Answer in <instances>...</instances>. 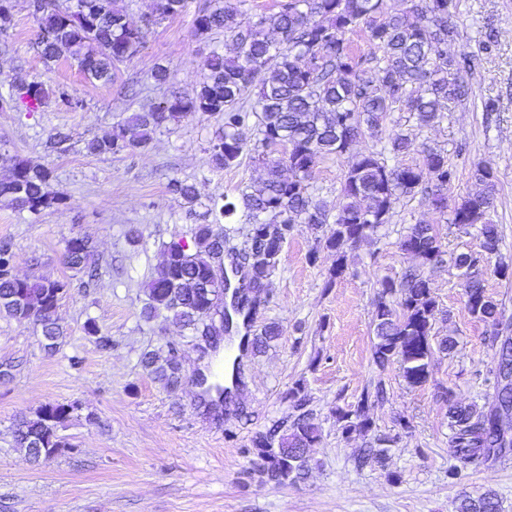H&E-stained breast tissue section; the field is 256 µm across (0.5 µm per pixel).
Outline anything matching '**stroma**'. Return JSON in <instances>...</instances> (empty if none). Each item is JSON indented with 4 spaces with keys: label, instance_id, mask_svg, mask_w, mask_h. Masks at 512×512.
Returning a JSON list of instances; mask_svg holds the SVG:
<instances>
[{
    "label": "stroma",
    "instance_id": "35a3bbf8",
    "mask_svg": "<svg viewBox=\"0 0 512 512\" xmlns=\"http://www.w3.org/2000/svg\"><path fill=\"white\" fill-rule=\"evenodd\" d=\"M206 0H188L185 11L153 25L140 53L119 66L111 83L89 82L69 57L44 64L33 48L36 23L25 0H15L13 26L0 38V81L65 86L82 100L72 112L48 101L38 112L0 109V179L7 157L45 165L50 193L63 204L34 215L0 198V243L17 255L15 275L69 280L58 318L65 332L46 352L32 324L0 317V512H454L464 494H493L499 512H512V454L448 480L455 463L448 401L491 404L485 380L494 360L490 330L465 307L463 278L443 262L427 271L436 300L434 337L452 336V353H435L428 381L412 387L397 368L379 370L372 357V317L379 282L401 279L417 265L400 243L411 227L433 225L447 252L478 250L476 227L452 224L424 193L401 198L388 224L347 252L346 269L334 276L336 253L320 233L298 225L284 244L266 288L254 293L248 336L276 324L279 336L240 358L241 385L223 414L207 411L201 373L225 361L203 336L157 317L144 319L145 284L155 275L166 243L190 240V229L211 198L239 200L260 183L266 167L253 151L254 126L241 128L246 143L240 166L215 171L209 142L222 128L220 115L196 113L157 130L150 145L133 152L94 156L89 140L122 124L131 113L173 94H189L207 73V59L224 45L223 32L200 39L193 20ZM459 36L452 57H468V100L449 104L444 119L418 126L406 112L391 113L378 136L357 141L353 152L325 158L310 186L329 214H336L340 183L355 153L380 149L403 130L417 143L440 150L455 171L449 205L478 189L476 166L495 174L491 213L500 230L501 254L512 259V0H459ZM495 39H488L489 30ZM168 67V83L152 77ZM69 136L58 153L51 135ZM195 183V203L167 191L171 178ZM95 245L94 279L73 275L64 246L74 235ZM95 321L99 335L85 326ZM175 353L176 387L158 381L148 354ZM382 386L369 415L376 433L398 441L380 462L359 464L366 436L344 435L336 408L356 406L364 390ZM300 391L320 430L308 450L309 471L294 484L276 485L255 473L252 441L273 426L289 428ZM48 403L76 409L60 433L70 445L33 464L15 443V424Z\"/></svg>",
    "mask_w": 512,
    "mask_h": 512
}]
</instances>
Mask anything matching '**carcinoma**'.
I'll return each instance as SVG.
<instances>
[{"label": "carcinoma", "instance_id": "carcinoma-1", "mask_svg": "<svg viewBox=\"0 0 512 512\" xmlns=\"http://www.w3.org/2000/svg\"><path fill=\"white\" fill-rule=\"evenodd\" d=\"M32 17L37 23L33 46L44 63L66 53L77 63L90 82L112 83L114 70L140 52L146 27L182 13L186 0H159L145 27L127 20L125 0H34ZM404 10L391 9L387 0H281L278 11L246 16V0H209L199 9L193 26L194 36L205 38L215 30L224 31L229 51H213L207 62L208 73L189 96H170L146 111L136 112L129 124L137 133L119 125L111 133L87 142L86 150L96 156L115 155L143 149L151 135L162 127L175 125L196 112L219 114L224 127L210 146V165L219 170L239 164L244 144L239 129L254 122L258 138L254 151L265 158L266 177L261 184L241 194V203L215 197L205 215L209 224L191 228L192 245L182 241L164 246L163 261L146 285L148 302L143 315L150 319L163 315L203 336L217 332L215 321H224V283L212 278L211 268L219 255L218 244L230 241V230L217 232L213 225L240 218L248 225L246 282L263 288L276 269L280 252L278 241L288 240L296 225L312 230L329 226L324 234L326 248L336 251L335 276L346 267V247L373 235L390 221L394 205L425 185L431 205L448 209L446 190L455 171L440 151L425 149L409 135L400 132L390 140L389 152L359 153L341 182V201L334 221L310 191L311 174L320 161L342 155L366 130L379 127L390 112H408L421 126L442 118L448 102L468 98L469 86L463 73L471 69L467 58L448 56V45L459 35L454 17L456 0H409ZM14 0H0V37L12 27ZM358 28L367 32L372 46L368 56L356 54L347 34ZM373 64L374 76H365L363 65ZM70 111L83 107L82 101L65 87L48 90L40 82L25 85L0 84V108L23 105L36 112L49 97ZM283 149V157L269 160V153ZM419 152L420 165L404 163V157ZM392 154L394 164L388 163ZM290 175H282V167ZM51 170L25 160H13L9 175L0 180V198L5 197L19 210L34 215L64 203L62 193L50 194L46 185ZM474 177L484 189L454 206L451 222L478 226L481 239L477 252L451 257L453 265L464 270L465 306L491 328L495 355L505 357L512 349L509 340H499L500 304L485 289L483 276L512 279V264L499 258L498 225L488 215L495 207V182L491 168L478 166ZM168 192L191 204L196 198L194 185L179 178L167 184ZM401 248L422 260V265L443 261L441 238L430 224H416L401 242ZM90 241L72 236L65 242L68 268L92 274ZM16 254L7 244L0 245V315L19 322L29 321L40 331L42 347L53 352L63 331L57 321V308L67 280H46L38 276L19 278L14 274ZM380 300L374 323L376 342L373 360L381 370L396 365L412 387L427 382L433 355L431 335L436 301L431 279L424 271L410 270L400 281H381ZM398 296L394 304L386 296ZM146 363L157 377L169 384L178 382V364L170 356H150ZM490 370L494 379V400L498 405L479 410L474 404L448 401L450 443L457 464L448 478L455 479L470 466L478 467L491 457L512 451L505 447L494 427L498 406L512 404V395L499 391V370ZM295 408L301 413L281 434L273 429L253 440L260 459L257 472L277 485L300 481L308 470L307 449L320 438L319 428L303 411L305 398L294 391ZM371 393L364 391L357 405L336 409L342 432L368 434L373 422L366 412ZM77 409L72 404H46L35 418L21 421L16 443L33 460L49 459L71 444L58 433V427ZM374 446L359 459L386 455L395 439L373 435ZM455 512H498L489 495L466 496Z\"/></svg>", "mask_w": 512, "mask_h": 512}]
</instances>
